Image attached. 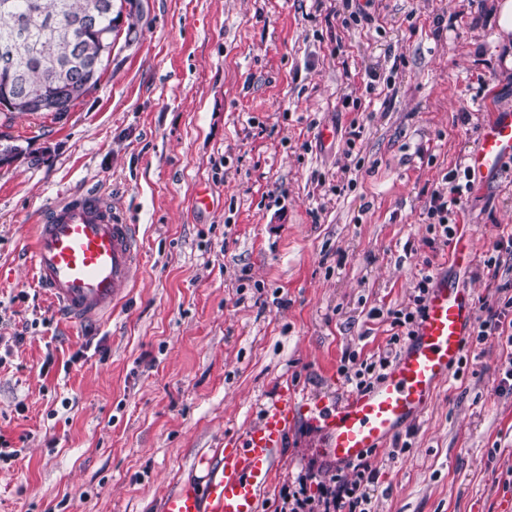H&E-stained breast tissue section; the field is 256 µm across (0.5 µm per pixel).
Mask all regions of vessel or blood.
Segmentation results:
<instances>
[{
    "label": "vessel or blood",
    "instance_id": "vessel-or-blood-1",
    "mask_svg": "<svg viewBox=\"0 0 512 512\" xmlns=\"http://www.w3.org/2000/svg\"><path fill=\"white\" fill-rule=\"evenodd\" d=\"M467 166L479 175L512 167L511 109L494 112ZM139 255L135 225L104 193L89 190L61 196L42 212L30 260L47 297L71 322L82 325L104 320L123 301ZM476 318L469 291L437 280L412 338L375 387L335 401L280 388L262 423L224 448L203 483L187 482L168 493L161 512H258L259 494L283 441L300 420L318 435L326 459L345 464L384 450L421 417L447 382Z\"/></svg>",
    "mask_w": 512,
    "mask_h": 512
}]
</instances>
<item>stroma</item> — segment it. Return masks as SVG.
Instances as JSON below:
<instances>
[{"label": "stroma", "instance_id": "stroma-1", "mask_svg": "<svg viewBox=\"0 0 512 512\" xmlns=\"http://www.w3.org/2000/svg\"><path fill=\"white\" fill-rule=\"evenodd\" d=\"M495 4L113 0L131 32L96 89L59 117L0 112L24 151L0 167V439L20 452L0 463V512H161L281 385L351 393L344 358L386 348L387 313L422 273L496 303L512 258L494 280L483 261L512 227V176H475L453 216L470 266L427 217L491 112L512 106ZM91 188L138 225L140 258L112 316L80 327L37 288L28 245L41 209ZM507 352L468 342L459 376L372 455L374 512H502ZM307 469L325 465L299 424L260 512Z\"/></svg>", "mask_w": 512, "mask_h": 512}]
</instances>
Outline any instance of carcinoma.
<instances>
[{"label":"carcinoma","mask_w":512,"mask_h":512,"mask_svg":"<svg viewBox=\"0 0 512 512\" xmlns=\"http://www.w3.org/2000/svg\"><path fill=\"white\" fill-rule=\"evenodd\" d=\"M112 0H0V112H69L112 62Z\"/></svg>","instance_id":"obj_1"}]
</instances>
